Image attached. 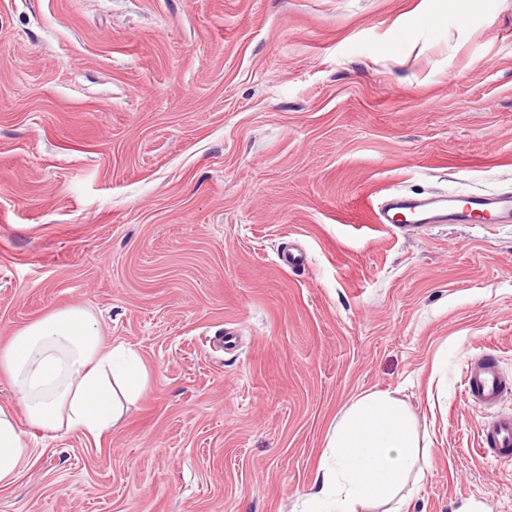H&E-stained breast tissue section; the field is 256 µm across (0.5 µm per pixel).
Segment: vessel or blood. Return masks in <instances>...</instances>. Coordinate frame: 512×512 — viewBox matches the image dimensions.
Returning <instances> with one entry per match:
<instances>
[{
  "label": "vessel or blood",
  "mask_w": 512,
  "mask_h": 512,
  "mask_svg": "<svg viewBox=\"0 0 512 512\" xmlns=\"http://www.w3.org/2000/svg\"><path fill=\"white\" fill-rule=\"evenodd\" d=\"M369 208L374 223L406 238L426 227L512 223V193H474L460 198L395 192L385 200L370 201ZM463 383L467 401L485 414L481 425L484 453L512 461V414L499 410L501 403L512 397V381L501 370L497 355L485 351L468 357Z\"/></svg>",
  "instance_id": "obj_1"
}]
</instances>
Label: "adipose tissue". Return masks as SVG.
<instances>
[{"mask_svg": "<svg viewBox=\"0 0 512 512\" xmlns=\"http://www.w3.org/2000/svg\"><path fill=\"white\" fill-rule=\"evenodd\" d=\"M0 369L12 379L33 428L101 436L146 387L147 371L125 346L103 348L93 318L81 308L50 312L0 350ZM419 445L409 413L384 391L359 396L330 429L317 490L305 512H355L387 504L403 490ZM14 415L0 408V486L33 462Z\"/></svg>", "mask_w": 512, "mask_h": 512, "instance_id": "adipose-tissue-1", "label": "adipose tissue"}]
</instances>
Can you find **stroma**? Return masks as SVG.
Here are the masks:
<instances>
[{
    "mask_svg": "<svg viewBox=\"0 0 512 512\" xmlns=\"http://www.w3.org/2000/svg\"><path fill=\"white\" fill-rule=\"evenodd\" d=\"M418 2L0 0V348L78 307L149 373L99 438L26 429L0 512H300L368 391L426 437L398 512H512L462 392L512 378V224L362 206L512 192V0ZM374 224L411 238L419 229L448 224H511L512 193H474L464 198L448 194L415 196L395 192L369 202Z\"/></svg>",
    "mask_w": 512,
    "mask_h": 512,
    "instance_id": "35a3bbf8",
    "label": "stroma"
}]
</instances>
